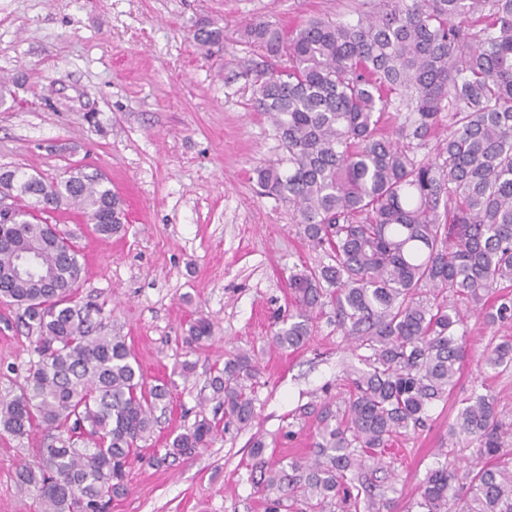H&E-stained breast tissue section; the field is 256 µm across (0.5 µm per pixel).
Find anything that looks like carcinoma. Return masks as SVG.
<instances>
[{"label": "carcinoma", "instance_id": "1", "mask_svg": "<svg viewBox=\"0 0 512 512\" xmlns=\"http://www.w3.org/2000/svg\"><path fill=\"white\" fill-rule=\"evenodd\" d=\"M200 45L223 40L201 27ZM243 43L259 50L253 95L288 153V169L255 170L265 196L285 200L301 237L330 262L290 273L292 312L273 342L305 346L317 313L331 304L344 335L368 351L343 406L322 408L308 458L283 465L253 439L252 480L266 512H395L377 489L383 452L425 427L432 406L452 393L465 357L467 317L512 320V297L490 300L512 282V0H381L354 22L311 17L284 29L244 25ZM406 102L385 128L391 97ZM450 132L440 138L444 122ZM437 139L436 154L415 149ZM18 170L0 173V200L36 197L0 210V300L18 308L38 360L18 395L0 400V431L47 432L39 461L17 482L39 512H106L127 491V468L170 397L147 382L125 340L101 334L76 303L79 251L43 219L65 203L109 236L121 226L120 198L103 179L79 173L49 184ZM211 323L200 317L185 341L202 345ZM512 366V341L486 356ZM259 369L244 351L228 355L211 381L224 426L251 425ZM472 389L448 427L477 443L486 463L468 472L465 493L448 466L422 483L421 512H512V452L496 400ZM221 424L205 418L175 436L159 462L206 447Z\"/></svg>", "mask_w": 512, "mask_h": 512}]
</instances>
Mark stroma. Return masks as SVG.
<instances>
[{
  "label": "stroma",
  "mask_w": 512,
  "mask_h": 512,
  "mask_svg": "<svg viewBox=\"0 0 512 512\" xmlns=\"http://www.w3.org/2000/svg\"><path fill=\"white\" fill-rule=\"evenodd\" d=\"M363 0H0V170L47 180L79 169L104 179L125 205L117 235L99 237L76 207L50 218L79 249L77 301L104 334L125 340L148 382L172 389L134 462L128 492L110 512H264L250 479L260 437L275 460L308 456L315 408L341 403L358 353L318 314L295 352L272 343L275 319L290 308L291 271L326 262L304 240L288 203L259 194L256 168L283 156L252 101L255 53L240 41L246 21L288 27L322 14L351 20ZM224 41L202 49L199 24ZM207 318L214 333L185 341ZM512 339V321H467V357L448 401L427 427L399 436L385 457L397 512H414L429 469L448 465L464 486L482 466L474 442L448 443V424L473 386L485 384L512 423V368L484 363L492 344ZM255 356L257 417L229 426L192 457L165 458L173 438L224 411L209 382L234 350ZM36 356L15 309L0 304V399L12 398ZM42 431L0 436V512H37L18 484L19 462H36ZM162 463H154L153 455Z\"/></svg>",
  "instance_id": "stroma-1"
}]
</instances>
